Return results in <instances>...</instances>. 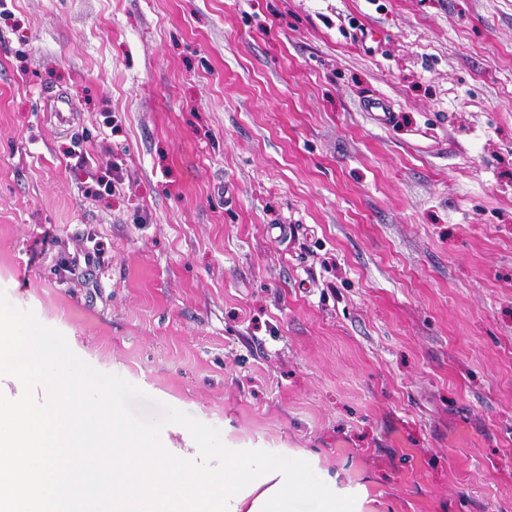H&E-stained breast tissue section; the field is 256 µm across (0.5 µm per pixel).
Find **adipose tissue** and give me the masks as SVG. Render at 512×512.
<instances>
[{
    "label": "adipose tissue",
    "instance_id": "obj_1",
    "mask_svg": "<svg viewBox=\"0 0 512 512\" xmlns=\"http://www.w3.org/2000/svg\"><path fill=\"white\" fill-rule=\"evenodd\" d=\"M241 465L233 454L225 455L220 471L198 455L185 464L183 454L174 448L162 455L148 454L140 467L145 474L162 477L163 492L114 498L103 486L98 512H288L289 490L278 481L280 463L246 470L242 477L237 474Z\"/></svg>",
    "mask_w": 512,
    "mask_h": 512
}]
</instances>
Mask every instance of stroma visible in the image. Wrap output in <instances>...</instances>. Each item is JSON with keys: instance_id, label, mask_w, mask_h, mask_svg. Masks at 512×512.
<instances>
[{"instance_id": "35a3bbf8", "label": "stroma", "mask_w": 512, "mask_h": 512, "mask_svg": "<svg viewBox=\"0 0 512 512\" xmlns=\"http://www.w3.org/2000/svg\"><path fill=\"white\" fill-rule=\"evenodd\" d=\"M0 290L289 512H512V0H7Z\"/></svg>"}]
</instances>
